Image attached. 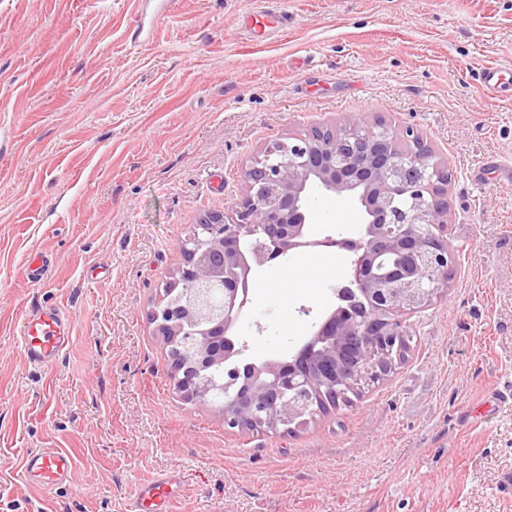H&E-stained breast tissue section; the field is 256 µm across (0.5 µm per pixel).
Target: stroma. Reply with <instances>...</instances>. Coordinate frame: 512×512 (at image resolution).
<instances>
[{
  "mask_svg": "<svg viewBox=\"0 0 512 512\" xmlns=\"http://www.w3.org/2000/svg\"><path fill=\"white\" fill-rule=\"evenodd\" d=\"M0 0V512H124L177 472L170 512H512V100L479 69L512 63V0H275L287 29L250 34L264 0ZM379 113L421 129L453 174L449 288L403 315L405 358L352 404L292 433L228 430L175 393L147 319L198 217L230 212L268 142ZM312 190L315 237L359 222ZM52 256L45 282L30 253ZM244 360L287 356L336 302L325 287L250 290ZM56 303L73 341L25 364L26 310ZM60 448L71 480L26 482ZM76 460L60 448H42L29 454L22 464L24 477L44 490H51L69 480Z\"/></svg>",
  "mask_w": 512,
  "mask_h": 512,
  "instance_id": "stroma-1",
  "label": "stroma"
}]
</instances>
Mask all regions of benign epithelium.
I'll use <instances>...</instances> for the list:
<instances>
[{
    "instance_id": "benign-epithelium-1",
    "label": "benign epithelium",
    "mask_w": 512,
    "mask_h": 512,
    "mask_svg": "<svg viewBox=\"0 0 512 512\" xmlns=\"http://www.w3.org/2000/svg\"><path fill=\"white\" fill-rule=\"evenodd\" d=\"M231 217L200 216L181 245L177 277L148 311L170 346L173 387L182 397L224 404L229 429L291 430L322 405L346 401L357 382L387 375L408 349L398 316L450 286L447 243L451 173L412 124L346 118L314 124L266 144L241 172ZM355 196L362 208L350 277L333 293L348 300L313 325L285 362L226 366L245 347L229 335L248 303L252 271L317 247L305 210L312 188Z\"/></svg>"
}]
</instances>
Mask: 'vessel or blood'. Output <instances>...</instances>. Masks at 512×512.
I'll list each match as a JSON object with an SVG mask.
<instances>
[{"label":"vessel or blood","instance_id":"b4317fda","mask_svg":"<svg viewBox=\"0 0 512 512\" xmlns=\"http://www.w3.org/2000/svg\"><path fill=\"white\" fill-rule=\"evenodd\" d=\"M484 91L501 99L512 94V70L504 65L485 66L478 72ZM21 349L29 366L52 367L72 341L71 319L60 306L39 304L23 317ZM77 467L75 459L60 448H44L29 454L22 464L24 477L50 490L69 480ZM179 474L159 475L141 485L126 505V512H169V503L181 489Z\"/></svg>","mask_w":512,"mask_h":512}]
</instances>
